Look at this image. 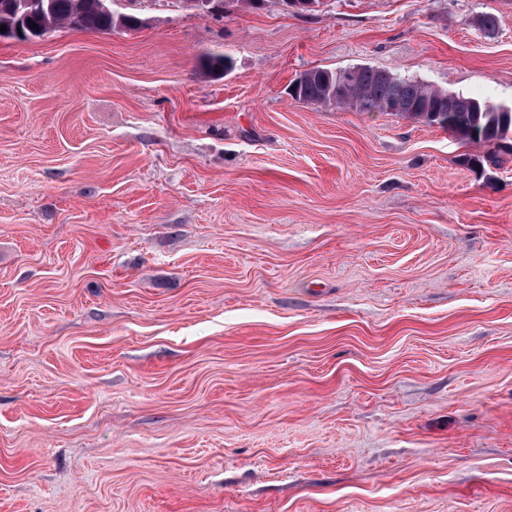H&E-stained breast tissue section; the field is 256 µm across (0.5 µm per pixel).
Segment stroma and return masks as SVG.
<instances>
[{
    "label": "stroma",
    "mask_w": 512,
    "mask_h": 512,
    "mask_svg": "<svg viewBox=\"0 0 512 512\" xmlns=\"http://www.w3.org/2000/svg\"><path fill=\"white\" fill-rule=\"evenodd\" d=\"M139 11L0 42V512H512V155L288 94L512 107V0ZM290 95L305 103L343 108L356 102L359 112L395 113L438 125L474 143L500 147L512 141L511 109L369 67L308 70L294 79ZM403 105L413 108L407 112L393 110Z\"/></svg>",
    "instance_id": "obj_1"
}]
</instances>
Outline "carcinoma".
<instances>
[{
	"label": "carcinoma",
	"mask_w": 512,
	"mask_h": 512,
	"mask_svg": "<svg viewBox=\"0 0 512 512\" xmlns=\"http://www.w3.org/2000/svg\"><path fill=\"white\" fill-rule=\"evenodd\" d=\"M25 2L0 0V26H6V31H0V40L31 41L58 26L107 32L116 28L136 31L144 25L133 7L138 0H125L128 6L121 12L114 8V0H39L34 10L25 7ZM203 60L212 73L232 67L227 55L207 54ZM292 86L291 97L305 103L348 108L354 102L360 112L390 114L407 105L411 110L401 116L437 125L464 140L497 147L512 140L511 110L382 70L312 69L296 77Z\"/></svg>",
	"instance_id": "1"
}]
</instances>
